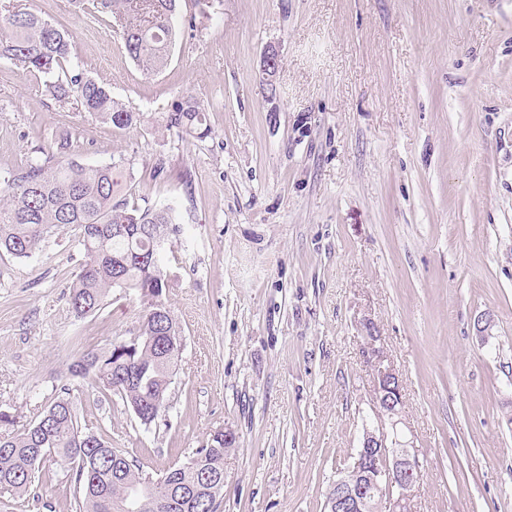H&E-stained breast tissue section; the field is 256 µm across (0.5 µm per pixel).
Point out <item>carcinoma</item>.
I'll return each mask as SVG.
<instances>
[{
	"instance_id": "cac0c4a2",
	"label": "carcinoma",
	"mask_w": 512,
	"mask_h": 512,
	"mask_svg": "<svg viewBox=\"0 0 512 512\" xmlns=\"http://www.w3.org/2000/svg\"><path fill=\"white\" fill-rule=\"evenodd\" d=\"M95 12L115 18L121 25L124 47L148 75L162 72L176 39L172 16L178 0H92ZM71 35L42 15L4 7L0 13V59L18 62L43 78L47 96L60 105L77 97L95 119L118 130L137 125L139 114L115 100L96 81L83 76L70 62ZM203 109L187 101L168 113L167 127L188 136L203 137ZM72 138L54 143L55 150L42 161L8 172L6 193L0 198V255L28 258L55 231L76 232L86 260L71 287L69 302L74 314L85 317L99 311L110 289L147 288L164 316L155 320L146 306L142 340L129 358H117L124 341L103 351H88L70 367L74 376L90 377L97 387L120 397L142 425L152 424L165 409L167 392L179 355L167 353L163 336L180 334L179 326L163 301L169 275L158 254L173 231L174 209L159 205L140 209L118 199L123 184L120 163L86 165L69 157ZM14 420L0 417V489L17 495L28 493L35 468L58 458L70 466L80 497L79 512H130L127 495L155 481L143 473L141 463L103 439L85 432L70 393L58 396L32 424L10 430ZM224 432L213 435L210 446L193 453V467L172 468L162 476L165 484L204 499L197 509L185 496L167 497L162 512H216L210 482L224 479Z\"/></svg>"
}]
</instances>
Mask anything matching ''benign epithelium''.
I'll list each match as a JSON object with an SVG mask.
<instances>
[{"label":"benign epithelium","mask_w":512,"mask_h":512,"mask_svg":"<svg viewBox=\"0 0 512 512\" xmlns=\"http://www.w3.org/2000/svg\"><path fill=\"white\" fill-rule=\"evenodd\" d=\"M367 346L373 357L371 417L363 422L360 450L353 469L358 479L349 481L338 471L328 495L331 512H372L374 489L386 486L388 512H412L413 490L421 479V466L413 440L401 415V382L377 347L380 337L370 320L364 322Z\"/></svg>","instance_id":"benign-epithelium-1"}]
</instances>
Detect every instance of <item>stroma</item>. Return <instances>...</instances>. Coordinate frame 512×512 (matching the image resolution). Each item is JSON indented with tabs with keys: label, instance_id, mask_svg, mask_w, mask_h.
<instances>
[{
	"label": "stroma",
	"instance_id": "1",
	"mask_svg": "<svg viewBox=\"0 0 512 512\" xmlns=\"http://www.w3.org/2000/svg\"><path fill=\"white\" fill-rule=\"evenodd\" d=\"M10 2L72 33L73 64L140 121L59 105L0 59V173L68 133L80 162H120L129 205H171L163 298L183 345L147 427L71 377L136 335L145 303L115 288L75 317L85 254L61 231L0 257V412L31 424L69 388L84 431L155 479L229 427L217 512H324L369 410V318L402 381L415 512H512V0H179L157 75L82 0ZM186 100L207 137L166 128ZM75 494L50 459L0 512H76Z\"/></svg>",
	"mask_w": 512,
	"mask_h": 512
}]
</instances>
